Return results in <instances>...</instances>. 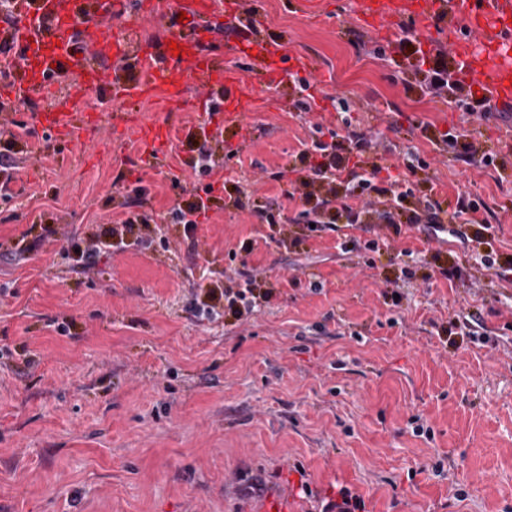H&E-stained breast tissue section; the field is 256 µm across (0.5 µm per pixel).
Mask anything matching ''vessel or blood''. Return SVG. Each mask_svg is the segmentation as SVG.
<instances>
[{"label":"vessel or blood","mask_w":512,"mask_h":512,"mask_svg":"<svg viewBox=\"0 0 512 512\" xmlns=\"http://www.w3.org/2000/svg\"><path fill=\"white\" fill-rule=\"evenodd\" d=\"M9 24L12 47L10 68L0 83L8 85L19 101L43 100L38 114L42 129L77 140L94 126L97 113L87 111L82 100L57 97L63 79L78 86L107 92L113 100H159L169 107L184 101L190 86L206 91L217 110L215 128L240 124L244 112L258 98L257 88L224 68V43L200 34L203 20L222 15L221 0H17ZM360 20L387 29L399 20L417 30L442 20L453 37L454 55L467 75L482 90L492 110L512 111V0H357ZM122 15L138 21L175 19L169 36L149 45H133L128 33H109L103 17ZM240 42L252 51L253 62L265 65L264 82L278 86L291 75L305 71L300 55L283 45L259 39L257 30L239 32ZM180 44V53L170 43ZM116 64L133 65L140 73L135 85L118 81ZM143 157L159 156L168 140L166 128L138 127Z\"/></svg>","instance_id":"1"}]
</instances>
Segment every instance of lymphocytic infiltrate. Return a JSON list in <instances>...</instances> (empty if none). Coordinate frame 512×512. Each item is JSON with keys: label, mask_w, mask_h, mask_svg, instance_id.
Segmentation results:
<instances>
[{"label": "lymphocytic infiltrate", "mask_w": 512, "mask_h": 512, "mask_svg": "<svg viewBox=\"0 0 512 512\" xmlns=\"http://www.w3.org/2000/svg\"><path fill=\"white\" fill-rule=\"evenodd\" d=\"M414 53L419 64L424 65L422 83L432 97L454 103L461 111L469 115L487 116L484 99L478 98L461 82L453 80L454 62L449 61L448 53L441 48L423 50L415 47ZM380 133L374 126H350L341 139L326 143L313 141L311 146L299 154L300 168L297 181L307 186L318 181L331 180L335 187L331 197L311 200L310 196H301L296 223L314 225L316 230L337 231L339 217L352 211L355 200L372 198L374 204L383 206V218L392 227L408 226L421 229L425 235L435 236L440 225H450L451 235L459 237L466 245L484 244L490 226L479 212L484 202L477 197H459L452 212L443 211L440 203L422 196L414 198L412 190L406 189L405 176L383 175L380 162H367L366 154L377 146ZM156 229L150 222L133 224L124 220L121 227L108 228L100 234L83 239L70 236V249L76 250L78 259L84 267H91L94 258L102 252L123 250L131 243H142L151 239ZM255 278H248L244 288L226 287L220 295L226 302L227 313L241 317L244 311L254 308L258 300L268 298V291L256 288ZM215 291H208L206 300L192 298L191 309L197 317L217 315L214 299Z\"/></svg>", "instance_id": "lymphocytic-infiltrate-1"}]
</instances>
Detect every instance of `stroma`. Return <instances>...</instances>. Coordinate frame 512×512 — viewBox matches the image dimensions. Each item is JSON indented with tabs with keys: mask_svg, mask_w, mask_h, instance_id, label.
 <instances>
[{
	"mask_svg": "<svg viewBox=\"0 0 512 512\" xmlns=\"http://www.w3.org/2000/svg\"><path fill=\"white\" fill-rule=\"evenodd\" d=\"M355 0H238L261 5L265 37L301 53L314 114L299 117L292 87L263 88L257 107L224 130L236 157L195 176L213 142L199 120L203 92L166 111L149 100L85 96L100 127L82 142L41 130L28 105L0 111L20 122L24 163L0 200V512H265L277 493L291 512H322L340 488L366 512H512V285L469 261L462 279L433 275L462 253L458 238L414 228L336 232L285 226L272 240L252 207L291 219L281 174L320 125L339 131L336 102L353 123L378 114L385 140H409L429 167L416 195L445 202L479 196L490 247L512 262V153L500 120L474 121L473 141L503 153L505 167L441 155L429 137L459 128L460 112L418 86L416 35L393 25L377 36ZM382 56L364 53L357 35ZM123 112L162 122L169 144L153 164ZM85 153L93 162H82ZM215 201L192 237L166 226V244L97 256L82 269L70 235L91 236L131 212L167 210L179 187ZM245 183L250 210L228 202ZM146 188L142 207L127 190ZM377 240L378 248L364 244ZM271 294L241 318L199 322L192 293L223 288L236 272ZM475 319L463 335L459 322Z\"/></svg>",
	"mask_w": 512,
	"mask_h": 512,
	"instance_id": "35a3bbf8",
	"label": "stroma"
}]
</instances>
